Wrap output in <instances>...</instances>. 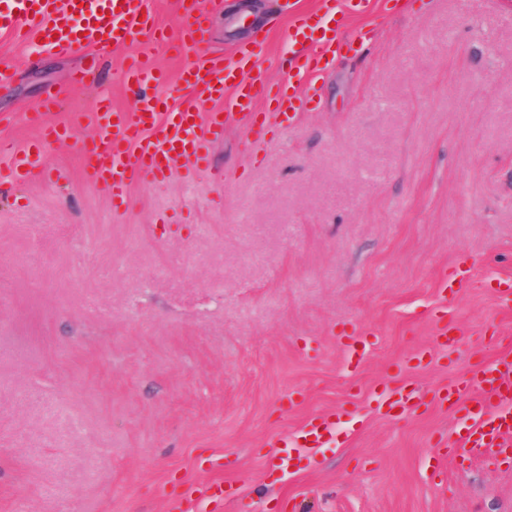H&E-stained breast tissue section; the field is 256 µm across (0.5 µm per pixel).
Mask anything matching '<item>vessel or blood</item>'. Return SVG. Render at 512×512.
I'll list each match as a JSON object with an SVG mask.
<instances>
[{
	"label": "vessel or blood",
	"mask_w": 512,
	"mask_h": 512,
	"mask_svg": "<svg viewBox=\"0 0 512 512\" xmlns=\"http://www.w3.org/2000/svg\"><path fill=\"white\" fill-rule=\"evenodd\" d=\"M373 0H321L318 12L296 17L288 30L289 43L301 45L312 65L294 64L284 80L285 90L277 92L274 110L282 121H290L306 101L291 92V85H313L320 71L334 61L337 15L362 14ZM189 23L177 36L165 41L189 58L179 80L193 95L192 103L166 110L162 93L168 82L166 73L139 63L125 70L128 85L137 90L131 111L112 108L108 98H100L88 111L79 113L80 122L97 128L99 135L82 145L86 159L85 175L104 190L115 208H122L131 185L143 176L163 177L171 172L174 161H182L184 176H192L210 162V144L224 133L225 118L237 115L256 124L259 101L265 93L255 77L261 42L243 48L232 61L197 54L204 40L201 0H189L185 9ZM150 0H0V31L17 38L37 34L45 45L59 54L85 47L126 48L154 41ZM69 127L59 122L41 125L40 143L19 150L0 142V157L6 171L0 182H21L42 161V147L65 138ZM374 340L369 334L345 337L352 368H359ZM378 397L388 408L413 409L415 391L395 392L382 388ZM445 401L462 409L470 424L462 445L493 454L512 447V359L495 366H484L444 396ZM329 416L307 419L290 436L273 440V460L286 468L293 461L295 447L321 448L333 440Z\"/></svg>",
	"instance_id": "b4317fda"
}]
</instances>
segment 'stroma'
<instances>
[{"label":"stroma","instance_id":"35a3bbf8","mask_svg":"<svg viewBox=\"0 0 512 512\" xmlns=\"http://www.w3.org/2000/svg\"><path fill=\"white\" fill-rule=\"evenodd\" d=\"M205 0L202 54L264 41L263 82L319 0ZM147 53L179 107L184 56L145 44L64 57L0 32V141L34 143L50 86L87 70L57 114L108 94ZM291 123L230 121L193 179L137 181L125 208L87 182L75 123L26 183L0 192V512H166L223 481L198 512H512V457L457 454L465 423L440 395L512 355V5L377 0L341 27L335 64ZM472 265L433 367L438 282ZM377 336L358 374L340 333ZM415 387L414 414L385 387ZM334 414L336 441L277 470L269 440Z\"/></svg>","mask_w":512,"mask_h":512}]
</instances>
